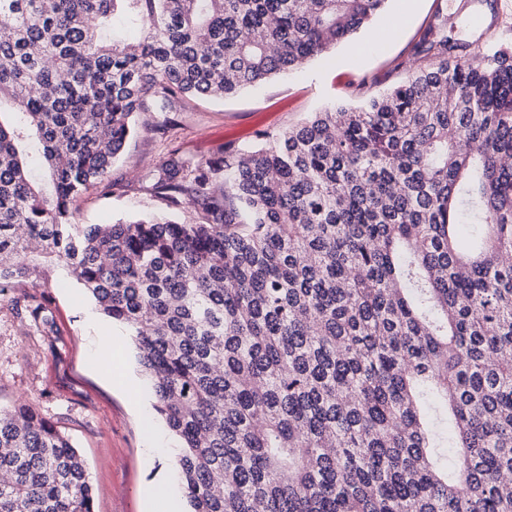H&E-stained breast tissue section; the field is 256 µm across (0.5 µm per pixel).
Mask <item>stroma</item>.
<instances>
[{"label": "stroma", "instance_id": "1", "mask_svg": "<svg viewBox=\"0 0 512 512\" xmlns=\"http://www.w3.org/2000/svg\"><path fill=\"white\" fill-rule=\"evenodd\" d=\"M437 0H390L362 30L370 48L356 55L342 44L306 68L224 100L180 99L167 136L155 132L159 112L140 114L139 129L110 174V189L88 190L74 204L80 224H110L169 212L146 188V174L170 150L197 160L221 156L227 144L257 143L261 133L296 126L337 103L359 104L412 73L411 47L428 25ZM122 336L127 381L116 380L95 353L101 336ZM26 401L68 436L84 460L94 512H184L178 442L155 413L150 386L125 328L101 314L84 287L62 266L38 268L0 292V411ZM167 487V501L154 489Z\"/></svg>", "mask_w": 512, "mask_h": 512}]
</instances>
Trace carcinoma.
I'll return each mask as SVG.
<instances>
[{
	"label": "carcinoma",
	"instance_id": "cac0c4a2",
	"mask_svg": "<svg viewBox=\"0 0 512 512\" xmlns=\"http://www.w3.org/2000/svg\"><path fill=\"white\" fill-rule=\"evenodd\" d=\"M0 0V287L63 263L128 329L187 512H512V47L439 8L419 67L256 147L173 152L189 220L76 224L142 112L351 42L388 0ZM0 512H94L76 448L0 413Z\"/></svg>",
	"mask_w": 512,
	"mask_h": 512
}]
</instances>
